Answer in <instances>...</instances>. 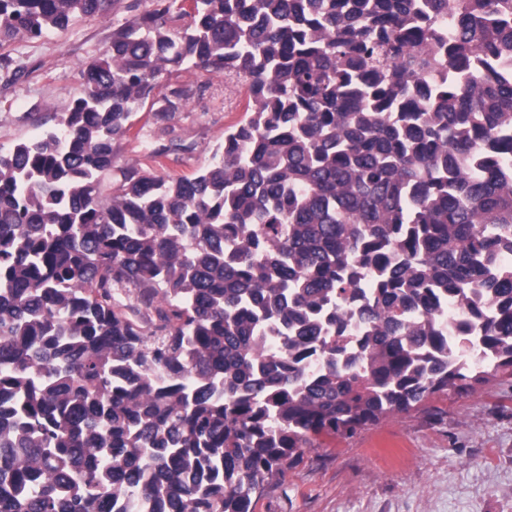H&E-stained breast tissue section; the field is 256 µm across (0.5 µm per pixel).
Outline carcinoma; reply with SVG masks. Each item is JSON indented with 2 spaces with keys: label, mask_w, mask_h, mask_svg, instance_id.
<instances>
[{
  "label": "carcinoma",
  "mask_w": 512,
  "mask_h": 512,
  "mask_svg": "<svg viewBox=\"0 0 512 512\" xmlns=\"http://www.w3.org/2000/svg\"><path fill=\"white\" fill-rule=\"evenodd\" d=\"M107 2L0 0V48ZM151 2L0 152V512H256L318 438L512 378V0ZM193 67L247 119L103 195Z\"/></svg>",
  "instance_id": "cac0c4a2"
}]
</instances>
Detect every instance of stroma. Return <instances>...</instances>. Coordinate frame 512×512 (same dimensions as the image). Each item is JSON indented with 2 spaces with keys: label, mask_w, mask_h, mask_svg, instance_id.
I'll use <instances>...</instances> for the list:
<instances>
[{
  "label": "stroma",
  "mask_w": 512,
  "mask_h": 512,
  "mask_svg": "<svg viewBox=\"0 0 512 512\" xmlns=\"http://www.w3.org/2000/svg\"><path fill=\"white\" fill-rule=\"evenodd\" d=\"M150 4L110 0L104 17L11 42L21 71L12 80L0 71V152L53 127L55 106L83 89L82 66ZM174 88L187 96L170 112ZM244 93L236 80L201 68L161 79L132 114L129 132L114 140L104 190H117L132 165L165 178L203 169L225 132L246 120L237 104ZM171 145L175 153L153 161V151ZM256 512H512V381L440 392L426 409L388 416L350 437L318 439L284 478L265 486Z\"/></svg>",
  "instance_id": "1"
}]
</instances>
